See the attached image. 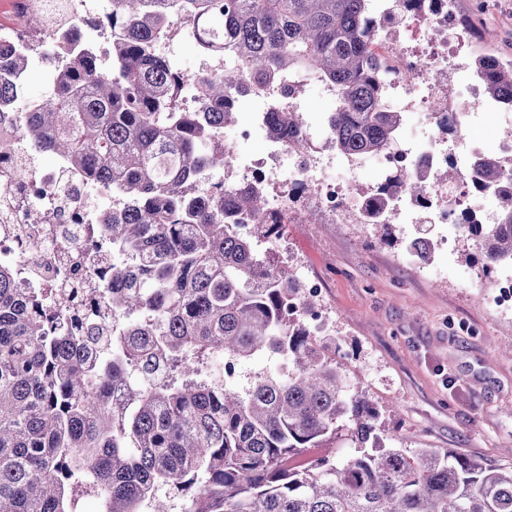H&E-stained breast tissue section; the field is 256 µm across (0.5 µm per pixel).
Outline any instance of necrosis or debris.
Masks as SVG:
<instances>
[{"label": "necrosis or debris", "mask_w": 512, "mask_h": 512, "mask_svg": "<svg viewBox=\"0 0 512 512\" xmlns=\"http://www.w3.org/2000/svg\"><path fill=\"white\" fill-rule=\"evenodd\" d=\"M26 2L28 16L0 24V82L26 83L10 64L12 51L29 53L32 67L53 70L79 45L98 44L105 36L92 24L91 0ZM371 20L374 48L388 63L387 111L421 114L430 134L406 140L398 154L365 160L326 159L313 152L300 162L273 140L263 156L237 164L238 179L250 183L284 171L289 183H315L314 193L274 198L270 207L279 215L302 203L329 224H355L366 212L389 208L410 224L425 218L433 224L459 223L477 196L472 166L481 153L477 144H464V133L476 110L498 113L510 126L512 110L487 100L475 76L462 83L437 82L436 71L463 67L448 0H435L425 12L379 9ZM37 105L34 99L0 102V266L14 270L19 287L44 292L47 312L55 318L78 315L89 324H108L112 312L104 299L110 285L105 272L112 252L89 249L85 236L88 225L101 223L103 211L92 202L90 184L65 161L40 165L27 148L22 126ZM368 165L383 177L398 167L422 170L429 213H421L409 195L386 200L380 184L359 188L354 176ZM442 169L453 174L443 186L433 179ZM35 214L42 225L32 224Z\"/></svg>", "instance_id": "obj_1"}]
</instances>
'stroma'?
<instances>
[{"instance_id":"obj_1","label":"stroma","mask_w":512,"mask_h":512,"mask_svg":"<svg viewBox=\"0 0 512 512\" xmlns=\"http://www.w3.org/2000/svg\"><path fill=\"white\" fill-rule=\"evenodd\" d=\"M486 53L512 60V0H454ZM412 224L375 242L360 224H318L298 208L275 248L296 274L317 275L328 341L355 391L405 448H436L511 465L512 310L490 306L491 281L466 265L458 238L421 268L405 244Z\"/></svg>"}]
</instances>
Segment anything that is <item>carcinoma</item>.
<instances>
[{
    "label": "carcinoma",
    "instance_id": "obj_1",
    "mask_svg": "<svg viewBox=\"0 0 512 512\" xmlns=\"http://www.w3.org/2000/svg\"><path fill=\"white\" fill-rule=\"evenodd\" d=\"M376 0H112V65L94 50L55 72L50 96L22 133L40 154L67 159L112 186V358H89L100 330L69 336L37 315L43 294L0 268V512H78L79 493L104 512H512V466L434 448H397L379 413L351 390L306 314L295 273L272 248L281 234L258 184L212 183L230 168L224 127L235 91L313 71L336 89L325 145L369 157L397 147L400 112L383 107L386 71L369 28ZM192 22L203 55L224 70L190 80L161 56L164 35ZM485 93L512 105V60L473 53ZM194 82V112L173 104ZM288 151L306 148L296 106L270 112ZM485 185L512 197L500 158L478 162ZM422 174L400 169L383 191L416 195ZM489 276L512 266V205L504 223L458 225ZM282 371L246 383L216 380V357L238 366L262 355ZM163 366L165 380L128 378ZM342 442L356 453L295 461Z\"/></svg>",
    "mask_w": 512,
    "mask_h": 512
}]
</instances>
